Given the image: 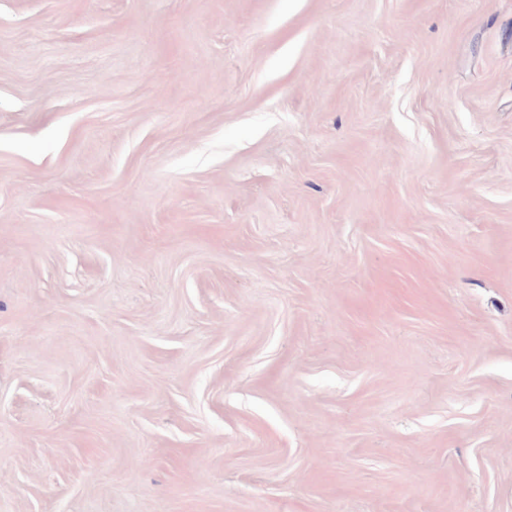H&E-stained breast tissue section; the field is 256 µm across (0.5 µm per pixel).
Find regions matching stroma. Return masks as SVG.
Returning a JSON list of instances; mask_svg holds the SVG:
<instances>
[{"label":"stroma","mask_w":512,"mask_h":512,"mask_svg":"<svg viewBox=\"0 0 512 512\" xmlns=\"http://www.w3.org/2000/svg\"><path fill=\"white\" fill-rule=\"evenodd\" d=\"M0 512H512V0H0Z\"/></svg>","instance_id":"1"}]
</instances>
